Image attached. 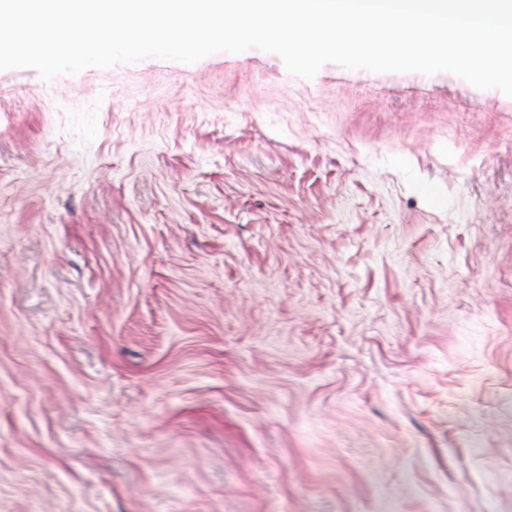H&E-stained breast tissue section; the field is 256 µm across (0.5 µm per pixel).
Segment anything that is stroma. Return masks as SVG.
Wrapping results in <instances>:
<instances>
[{
    "label": "stroma",
    "instance_id": "35a3bbf8",
    "mask_svg": "<svg viewBox=\"0 0 512 512\" xmlns=\"http://www.w3.org/2000/svg\"><path fill=\"white\" fill-rule=\"evenodd\" d=\"M0 512H512V97L0 70Z\"/></svg>",
    "mask_w": 512,
    "mask_h": 512
}]
</instances>
